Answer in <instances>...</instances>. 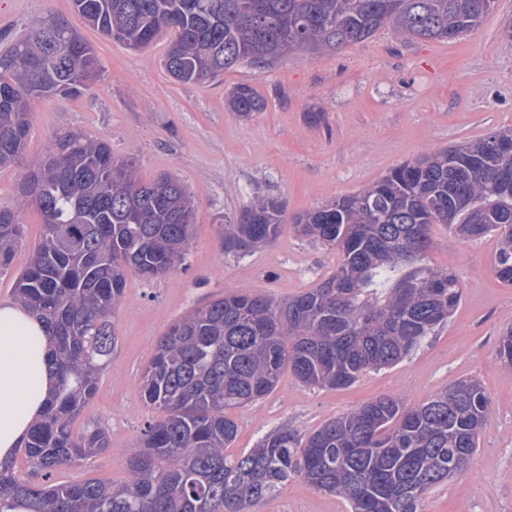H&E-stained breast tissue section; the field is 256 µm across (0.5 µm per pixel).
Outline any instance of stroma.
I'll return each instance as SVG.
<instances>
[{
    "instance_id": "obj_1",
    "label": "stroma",
    "mask_w": 512,
    "mask_h": 512,
    "mask_svg": "<svg viewBox=\"0 0 512 512\" xmlns=\"http://www.w3.org/2000/svg\"><path fill=\"white\" fill-rule=\"evenodd\" d=\"M63 15L96 49L104 67L93 89L75 99L36 102L23 156L0 170V207L14 208L16 186L30 165L72 132L106 139L115 155L136 153L142 180L177 176L195 201L193 246L185 265L148 281L128 276L115 318L118 346L98 391L74 431L97 423L111 448L59 469V482L127 480L126 455L153 413L138 380L159 338L175 320L217 297L255 291L278 301L315 287L335 269V249L284 228L250 254L224 250V227L257 195L281 197L288 215L373 184L426 148L443 149L512 126V0L473 33L453 41L402 39L383 28L336 52L301 51L273 63L240 65L218 79L182 84L167 76V46L157 38L132 51L86 27L70 0H0V47L50 17ZM239 84L254 87L266 107L244 119L224 97ZM320 113L313 121L312 113ZM25 239L0 276V302L37 244L43 226L21 211ZM431 262L452 268L463 288L459 307L439 331L396 366L371 371L343 389L310 388L283 373L275 389L231 410L238 424L227 450L238 456L265 434L288 427L308 434L325 421L380 395L414 405L454 381H481L491 410L467 471L436 487L425 512H512V369L497 356L512 326V286L494 274L495 237L467 240L432 225ZM250 512H350L343 498L300 478L256 502Z\"/></svg>"
}]
</instances>
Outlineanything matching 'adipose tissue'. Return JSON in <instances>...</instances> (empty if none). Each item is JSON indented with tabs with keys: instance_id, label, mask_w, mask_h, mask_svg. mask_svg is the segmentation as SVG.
<instances>
[{
	"instance_id": "1",
	"label": "adipose tissue",
	"mask_w": 512,
	"mask_h": 512,
	"mask_svg": "<svg viewBox=\"0 0 512 512\" xmlns=\"http://www.w3.org/2000/svg\"><path fill=\"white\" fill-rule=\"evenodd\" d=\"M48 348L38 320L19 306L0 305V461L21 447L50 395Z\"/></svg>"
}]
</instances>
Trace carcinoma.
Masks as SVG:
<instances>
[{
  "label": "carcinoma",
  "instance_id": "obj_1",
  "mask_svg": "<svg viewBox=\"0 0 512 512\" xmlns=\"http://www.w3.org/2000/svg\"><path fill=\"white\" fill-rule=\"evenodd\" d=\"M497 0H72L100 35L147 48L171 32L163 66L182 84L205 83L245 62L299 50L336 51L389 27L403 39L455 40L475 31ZM102 77L95 48L57 16L0 52V169L23 155L33 102L82 94ZM240 117L265 107L250 85L228 92ZM35 163L38 200L18 188L0 209V276L24 241L20 210L36 206L39 242L14 281V299L44 324L55 381L24 441L34 481L0 462V512H248L291 477L346 500L351 512H424L427 494L461 475L479 447L490 400L476 378L408 406L382 395L301 435L280 428L249 453L224 452L238 425L228 411L273 391L283 372L309 387H348L399 364L444 326L462 287L430 263V227L464 238L495 236V276L512 285V127L430 149L370 187L292 219L296 233L340 254L316 287L277 302L251 293L212 299L172 323L139 377L160 418L126 459L129 480L61 483L58 469L112 445L73 420L94 397L117 348L113 318L127 275L152 280L184 264L195 206L179 178L139 176L137 156L71 133ZM286 224L277 196L253 198L224 225V248L243 255ZM498 358L512 368V327Z\"/></svg>",
  "mask_w": 512,
  "mask_h": 512
}]
</instances>
